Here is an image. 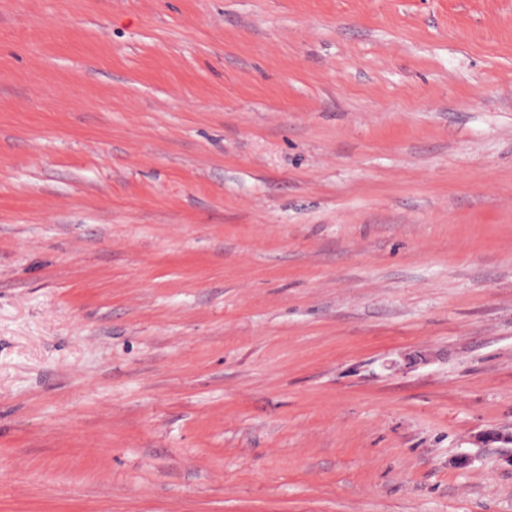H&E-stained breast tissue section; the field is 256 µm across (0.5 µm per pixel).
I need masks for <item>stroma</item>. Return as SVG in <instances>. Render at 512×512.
Returning a JSON list of instances; mask_svg holds the SVG:
<instances>
[{
    "label": "stroma",
    "instance_id": "35a3bbf8",
    "mask_svg": "<svg viewBox=\"0 0 512 512\" xmlns=\"http://www.w3.org/2000/svg\"><path fill=\"white\" fill-rule=\"evenodd\" d=\"M512 0H0V512H512Z\"/></svg>",
    "mask_w": 512,
    "mask_h": 512
}]
</instances>
